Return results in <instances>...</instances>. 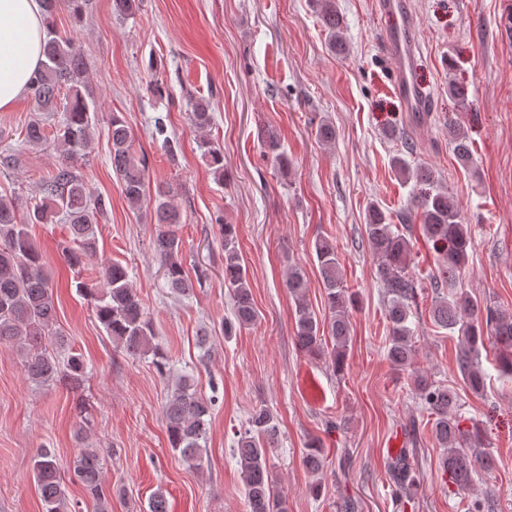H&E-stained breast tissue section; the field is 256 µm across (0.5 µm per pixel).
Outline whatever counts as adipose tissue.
I'll list each match as a JSON object with an SVG mask.
<instances>
[{"instance_id":"adipose-tissue-1","label":"adipose tissue","mask_w":512,"mask_h":512,"mask_svg":"<svg viewBox=\"0 0 512 512\" xmlns=\"http://www.w3.org/2000/svg\"><path fill=\"white\" fill-rule=\"evenodd\" d=\"M45 27L41 0H0V109L27 93L42 60Z\"/></svg>"}]
</instances>
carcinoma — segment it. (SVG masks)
<instances>
[{
	"instance_id": "cac0c4a2",
	"label": "carcinoma",
	"mask_w": 512,
	"mask_h": 512,
	"mask_svg": "<svg viewBox=\"0 0 512 512\" xmlns=\"http://www.w3.org/2000/svg\"><path fill=\"white\" fill-rule=\"evenodd\" d=\"M141 0H112L114 15L134 16ZM316 11L328 34L329 46L342 48L344 19L336 0H314ZM86 60L73 39L59 35L47 25L43 60L29 87L36 111L53 112L63 100L64 119L57 130L59 162L42 181L39 199L28 207L26 216H17L13 200L0 198V346L17 351L28 379L37 386L57 382L73 389L82 386L87 364L82 355L71 354L60 360L47 347L49 340L64 341L57 326V306L53 286L46 274L41 255L31 243L29 225L47 224L57 215L68 224L74 246L66 252L71 266H80L96 253L95 225L108 211L110 201L91 192L78 165L91 154L95 100L86 81ZM188 112L193 128L204 133L211 127L213 116L208 100L191 97ZM457 162L465 169L474 165L471 142L458 124L448 126ZM318 141L330 147L335 143L333 124L317 125ZM112 172L121 184L123 194L134 210L149 209L150 223L157 225L153 250L158 257L170 287L183 295L192 293L193 282L180 260L181 241L172 226L182 223L179 209L167 195L158 192L154 200L146 195V167L137 157L134 136L126 120L114 113L110 122ZM265 155L282 173H288L291 162L276 135L258 132ZM45 141L41 119L30 122L25 142L38 146ZM204 155L219 174H224V154L209 141L201 143ZM395 172L429 186L418 209L421 230L433 242L436 275L431 287L444 288L453 282L469 262L471 238L467 221L448 191L438 187L435 171L426 166L409 167L401 158L393 159ZM224 236V289L232 301L233 320L224 332L250 329L259 315L249 284L245 260L237 246V227L221 225ZM362 238L375 260V277L385 304L389 323L386 354L399 370L413 366L414 333L410 318L418 309L421 282L413 267L411 238L396 229L390 214L379 204L371 203L365 214ZM325 303L329 318L324 321L306 302L308 282L301 267L288 268L286 286L295 298V341L304 354L325 359L340 374L345 367L351 341L350 308L356 293L343 281L336 242L321 236L314 242ZM98 321L112 341L134 358L151 357L156 372L164 376L170 361L164 347L155 342L152 323L148 319L136 288L130 283L128 270L114 263L103 272V287L94 294ZM433 323L461 333L458 369L473 392L484 389L485 374L481 356L485 341L495 344L500 371L512 375V314L492 308L466 293L450 297L435 296L430 307ZM413 388L430 414L434 415L432 434L443 449L442 470L459 489L473 484L480 469H489L492 458L481 448L479 431L466 432L457 416V394L436 385L424 375L413 372ZM215 399L197 392L192 378L183 376L166 397L164 414L168 441L173 453L189 466L201 468L207 455L210 420ZM280 435L277 417L266 408L254 410L247 418V428L239 433L233 454L240 465L245 493L246 512H288L284 491L272 478L267 449L274 447ZM304 462L308 470L323 473L326 461L320 440L311 439ZM75 480L85 494L96 503L97 512H112V494L101 482L100 449L82 448L72 463ZM397 495L407 497L418 483V469L408 448L401 450L389 464ZM33 476L43 502V512H71L56 453L40 448L33 459Z\"/></svg>"
}]
</instances>
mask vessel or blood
Returning <instances> with one entry per match:
<instances>
[{"label": "vessel or blood", "instance_id": "1", "mask_svg": "<svg viewBox=\"0 0 512 512\" xmlns=\"http://www.w3.org/2000/svg\"><path fill=\"white\" fill-rule=\"evenodd\" d=\"M379 8L388 22L385 44L398 62L395 76L396 89L403 98L408 100L412 111H426L427 93L422 87L414 84L407 74L414 45L413 21L407 14L402 0H380Z\"/></svg>", "mask_w": 512, "mask_h": 512}]
</instances>
